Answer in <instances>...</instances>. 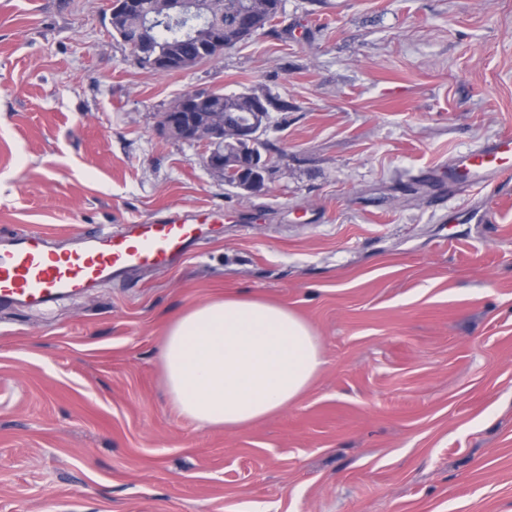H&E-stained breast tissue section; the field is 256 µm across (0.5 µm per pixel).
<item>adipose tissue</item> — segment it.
Instances as JSON below:
<instances>
[{
  "instance_id": "ef3b65f1",
  "label": "adipose tissue",
  "mask_w": 512,
  "mask_h": 512,
  "mask_svg": "<svg viewBox=\"0 0 512 512\" xmlns=\"http://www.w3.org/2000/svg\"><path fill=\"white\" fill-rule=\"evenodd\" d=\"M325 363L313 327L288 306L227 295L170 321L161 378L179 415L237 430L295 403Z\"/></svg>"
}]
</instances>
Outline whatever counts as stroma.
Instances as JSON below:
<instances>
[{
  "instance_id": "stroma-1",
  "label": "stroma",
  "mask_w": 512,
  "mask_h": 512,
  "mask_svg": "<svg viewBox=\"0 0 512 512\" xmlns=\"http://www.w3.org/2000/svg\"><path fill=\"white\" fill-rule=\"evenodd\" d=\"M108 0H0V244L208 208L175 264L78 298L0 304V512H512V179L462 153L512 134V0H286L273 31L157 74ZM269 93L250 198L166 139L189 91ZM282 303L325 365L235 430L173 410L167 318Z\"/></svg>"
}]
</instances>
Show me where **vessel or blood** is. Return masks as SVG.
<instances>
[{
	"instance_id": "1",
	"label": "vessel or blood",
	"mask_w": 512,
	"mask_h": 512,
	"mask_svg": "<svg viewBox=\"0 0 512 512\" xmlns=\"http://www.w3.org/2000/svg\"><path fill=\"white\" fill-rule=\"evenodd\" d=\"M453 174L469 185L489 176L512 177V136L460 155ZM214 229L211 214L196 210L132 224L95 244L60 252L49 250L41 234H23L0 251V296L40 304L84 293L128 271L174 263Z\"/></svg>"
}]
</instances>
